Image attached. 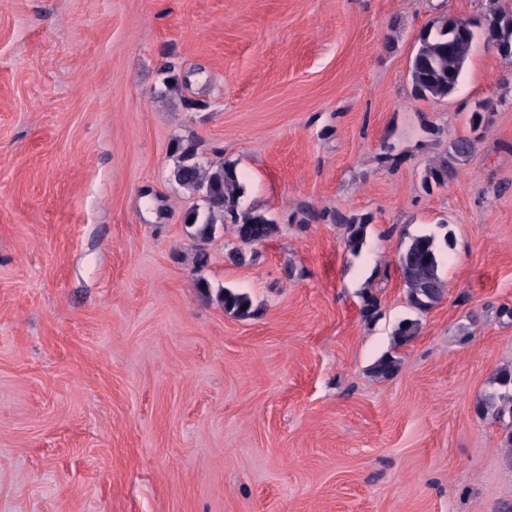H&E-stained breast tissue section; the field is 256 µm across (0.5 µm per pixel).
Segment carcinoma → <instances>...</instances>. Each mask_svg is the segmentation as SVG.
Wrapping results in <instances>:
<instances>
[{
	"label": "carcinoma",
	"mask_w": 512,
	"mask_h": 512,
	"mask_svg": "<svg viewBox=\"0 0 512 512\" xmlns=\"http://www.w3.org/2000/svg\"><path fill=\"white\" fill-rule=\"evenodd\" d=\"M498 0H488V7L476 21L462 26L456 18H446L419 36L418 45L410 63V77L414 92L423 99H445L460 85L476 34L494 42L504 57H512V11L497 5ZM468 138L456 140L450 156L439 159L429 174L437 184H443L454 174L452 162L467 157L473 150ZM176 155L171 171L172 179L181 187L200 195L202 204L195 206L186 216V224L195 227V236L209 241L224 228L233 225L238 239L246 244H260L271 238L277 226L266 215L240 208L244 193L236 166L224 161L202 162L191 144L179 141L174 148ZM335 222L345 226V245L357 253L366 241L368 224L343 215H336ZM398 268L406 289V300L417 312L425 313L442 299L445 282L441 276V247L436 236L423 233L410 238L398 257ZM219 296L224 311L237 317L251 315L249 298L230 288ZM416 319L402 320L393 335V347L380 355L371 366V373L379 379L393 376L400 367L396 350L410 343L419 334ZM498 391L484 396L476 405L477 412L485 416H512V367L500 369L493 380Z\"/></svg>",
	"instance_id": "carcinoma-1"
}]
</instances>
